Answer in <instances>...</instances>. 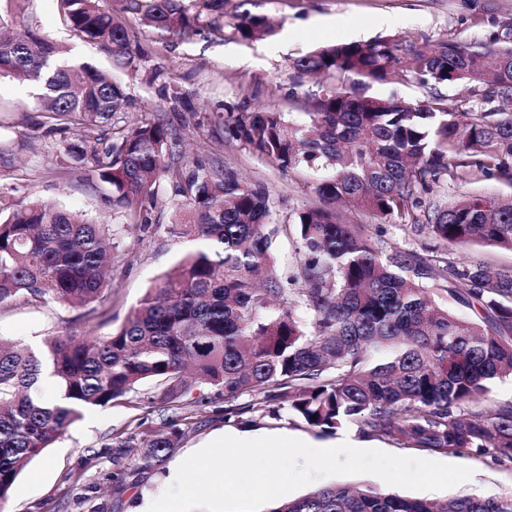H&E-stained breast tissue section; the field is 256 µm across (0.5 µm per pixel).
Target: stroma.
I'll return each mask as SVG.
<instances>
[{
    "label": "stroma",
    "instance_id": "1",
    "mask_svg": "<svg viewBox=\"0 0 512 512\" xmlns=\"http://www.w3.org/2000/svg\"><path fill=\"white\" fill-rule=\"evenodd\" d=\"M101 6L121 16L145 57L115 63L103 47L70 30L57 0H26L10 26L17 32L32 28L62 47L71 63L87 62L112 76L128 97L123 112L114 119L116 126L166 119L181 141L185 170L207 157H220L225 169L271 193L276 218L282 223L291 222L303 209L320 206L314 192L315 173L302 165L280 169L240 142L227 139L224 125L229 117L261 108L305 122L321 82L296 77L295 59L320 46L376 38L416 46L452 41L512 47V0H254L252 12L268 15L278 24L275 36L255 41L234 36L229 7L216 23L199 25L183 36H163L144 26L139 15L125 12L123 0H101ZM35 91L31 83L0 76V151L10 157L9 165L0 167V208L39 199L112 227V296L103 305L93 310L17 299L0 307V337L39 356L51 336L110 335L196 243L169 232L186 213L179 209L168 182H161L155 205L148 211L151 229L142 230L131 220L117 204L111 186L100 179L92 154L78 159L67 154L66 143L82 140V132L46 134ZM71 165L81 167L83 177L68 183L60 173ZM435 192L450 200L468 195L504 200L512 197V186L476 173L448 179ZM344 214L348 222L381 231L385 241L405 249L420 251L433 243L424 228L351 207ZM239 403L250 406L249 423L225 418L210 403L167 409L154 384L145 383L110 406L84 409L45 456L25 468L8 499L0 502V512H91L94 504L103 501L109 512H144L171 485L173 467L218 437L287 436L314 447L327 441L288 410L275 418L262 406H251L249 397H241ZM171 419L185 431L178 448L151 468H137L139 451L124 447V440L142 438L145 430L160 428ZM93 453L98 456L96 466L85 467V458ZM435 459L471 467L474 475L458 486L426 492V499L512 494V462L491 458L478 462L453 453H439ZM112 472L123 474V488L109 480ZM92 485L100 486L99 494L89 493Z\"/></svg>",
    "mask_w": 512,
    "mask_h": 512
}]
</instances>
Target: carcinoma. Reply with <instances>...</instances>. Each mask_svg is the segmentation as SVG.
<instances>
[{
	"instance_id": "1",
	"label": "carcinoma",
	"mask_w": 512,
	"mask_h": 512,
	"mask_svg": "<svg viewBox=\"0 0 512 512\" xmlns=\"http://www.w3.org/2000/svg\"><path fill=\"white\" fill-rule=\"evenodd\" d=\"M65 22L131 58L132 34L99 0H58ZM160 34H185L224 16L228 0H124ZM235 5L234 34L275 33L264 14ZM61 48L30 29L0 37V74L41 85L40 125L48 133L82 129L102 146L99 176L118 203L148 229L145 204L167 179L188 207L189 223L170 233L200 246L159 288L147 292L112 334L84 341L52 337L43 358L0 340V501L26 466L51 447L86 407H106L145 382L161 403L184 406L196 389L224 397V415L242 396L270 401L279 390L293 416L325 433L355 426L405 449L466 453L512 461V403H487L494 383L512 375V269L446 261L384 243L332 208L296 214L298 260L280 269L275 254L289 226L277 222L270 192L200 162L186 172L160 118L112 132L127 96L88 66L60 59ZM421 86L474 85L454 107L435 94L419 102L366 94L394 69ZM300 75L332 83L308 113L311 129L281 112L257 110L226 127L230 138L279 168L320 172L316 195L331 204L401 224L424 223L445 249L496 245L512 250V201L433 196L450 176L472 171L512 182V47L438 42L400 46L375 39L321 47L296 59ZM112 228L57 204L33 202L0 217V306L22 297L46 305L102 304L111 293ZM479 307L463 320L448 300ZM314 313L303 323L294 308ZM381 352L382 356L372 357ZM56 398L36 394L42 375ZM212 397V398H214ZM203 395L200 401L212 402ZM175 422L146 431L140 466L178 447ZM266 512H512V495L468 494L435 503L370 485H329Z\"/></svg>"
}]
</instances>
